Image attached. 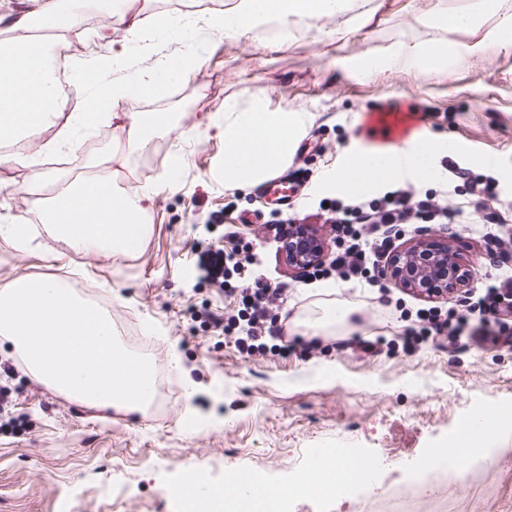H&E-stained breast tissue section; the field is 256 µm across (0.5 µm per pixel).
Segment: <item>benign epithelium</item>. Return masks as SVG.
Returning <instances> with one entry per match:
<instances>
[{
	"mask_svg": "<svg viewBox=\"0 0 512 512\" xmlns=\"http://www.w3.org/2000/svg\"><path fill=\"white\" fill-rule=\"evenodd\" d=\"M283 250L291 266L308 269L327 259L324 241L314 232L299 227L288 235ZM384 279L392 284L421 293L435 277L442 282L431 297L447 300L471 287L473 269L464 264L458 254L432 239H422L407 250L396 251L381 269Z\"/></svg>",
	"mask_w": 512,
	"mask_h": 512,
	"instance_id": "benign-epithelium-1",
	"label": "benign epithelium"
}]
</instances>
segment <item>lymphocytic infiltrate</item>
Masks as SVG:
<instances>
[{"label":"lymphocytic infiltrate","instance_id":"1","mask_svg":"<svg viewBox=\"0 0 512 512\" xmlns=\"http://www.w3.org/2000/svg\"><path fill=\"white\" fill-rule=\"evenodd\" d=\"M456 185L443 194L418 193L402 186L385 192L369 202H355L343 197L333 199L329 210L336 230V247L317 273L343 281L376 283L379 271L394 250V231L404 224H453L463 210L454 201ZM224 235L235 242L224 250L212 242L197 244V269L203 281L224 289L238 303L236 316L225 317L223 310L209 309L203 315L205 324L215 331L234 334L240 351L250 355H266L274 351L288 357L293 351L282 326L269 319L268 311L283 291L271 287L262 276L252 274L257 253L252 241L239 238L233 227ZM512 299V275L506 274L482 289L476 302L466 311L449 319L437 307L418 312L416 324L403 331V347L417 350L428 339L446 336L459 341L470 323H477L483 339L512 347V319L502 316L499 307Z\"/></svg>","mask_w":512,"mask_h":512}]
</instances>
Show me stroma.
<instances>
[{
  "mask_svg": "<svg viewBox=\"0 0 512 512\" xmlns=\"http://www.w3.org/2000/svg\"><path fill=\"white\" fill-rule=\"evenodd\" d=\"M462 3L352 0L351 10L324 20L322 31L298 22L295 36L285 40L271 38L263 26L234 40L213 32L211 56L158 106L171 113L175 131L155 137L146 151L116 155L104 122L79 148L62 153V169H54L49 154L34 167L0 164V221L18 218L33 229L28 252L0 233V287L19 277L65 279L76 296L109 312L119 341L154 360L158 374L171 371L172 342L185 369L158 408L99 410L39 382L1 350L0 389L8 400L0 403V512H184L173 490L186 473L206 490L258 473L275 491L308 472L317 448L364 449L375 476L354 496L299 494L289 512H512V417L500 413L512 407V349L428 341L403 350L398 337L427 299L390 284L379 290L338 280L331 293L318 292L317 279L288 264L272 232L244 220L259 207L256 191L225 189L223 138L190 134L232 98H256L271 111L304 109L312 150L294 151L288 164L304 187L283 228L305 225L330 245L335 234L324 208L341 192L333 175L349 155L376 145L361 130L365 113L384 110L392 121L415 115L412 137L453 143V152L433 163L441 177L465 169L459 185L466 212L474 210L472 189L491 176L506 221L487 231L414 224L398 245L439 236L463 262L476 263L473 286L484 287L504 270L497 240L512 238V51L490 38L501 14L512 13V0H496L470 29L439 22L441 6ZM107 7V0H87L85 11L97 21L70 31L72 59L111 57ZM432 42L477 43L481 50L428 78L412 68L379 66L392 46ZM172 152L183 155L185 167L167 186V170L155 158ZM38 170L62 177L91 172L127 189L155 187L141 250L86 256L57 241L27 194ZM441 177L427 189L440 190ZM214 215L253 239L259 273L284 290L281 311L294 318L327 304L349 307L352 331L305 336L291 330L292 355L247 358L208 329L203 309L237 311L232 297L195 276L197 242H225L223 227L208 225ZM379 337L386 340L379 354L355 345ZM485 409L497 415L483 466L435 465L423 481L407 478L410 463L448 448L454 428ZM116 484L124 489L118 497Z\"/></svg>",
  "mask_w": 512,
  "mask_h": 512,
  "instance_id": "1",
  "label": "stroma"
}]
</instances>
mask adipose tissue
Here are the masks:
<instances>
[{
    "mask_svg": "<svg viewBox=\"0 0 512 512\" xmlns=\"http://www.w3.org/2000/svg\"><path fill=\"white\" fill-rule=\"evenodd\" d=\"M26 12L6 21L9 29L56 30L60 25L76 28L83 14L84 0H67L58 9L54 0H28ZM350 0H236L231 11L201 10L192 15L158 14L146 20L129 11L128 0H111L108 17L113 31L125 37L163 34L184 27L193 29L196 42L182 56L168 64V81L158 80L143 70L127 81L106 83L100 79L99 65L89 58L78 63L85 75L86 104L70 113L49 146L75 149L84 135L101 121L112 124V137L128 151L146 150L152 137L171 129L167 113H127L121 108L129 96L144 100L160 98L168 82L186 80L205 61L208 36L222 29L225 36L239 37L268 21H300L318 28L321 21L345 13ZM7 48V62H0V147L28 138L48 126L61 98L54 76L49 43L40 39L0 41ZM474 44L459 43L446 49L439 43L419 51L398 47L385 56L387 69L412 67L423 76L440 70L447 53L465 57L477 52ZM206 129L216 130L224 139L222 176L226 189H242L263 181L287 165L297 142L306 135L308 118L297 109L268 111L261 103L239 106L225 102L222 115L208 116ZM448 142L432 138L412 141L409 146L382 150H362L352 154L336 172V181L345 192L359 194L377 184L405 179H431V158L448 150ZM155 189H124L105 179L83 177L56 193L40 206L43 221L53 235L75 252L133 253L149 233L147 214Z\"/></svg>",
    "mask_w": 512,
    "mask_h": 512,
    "instance_id": "ef3b65f1",
    "label": "adipose tissue"
}]
</instances>
